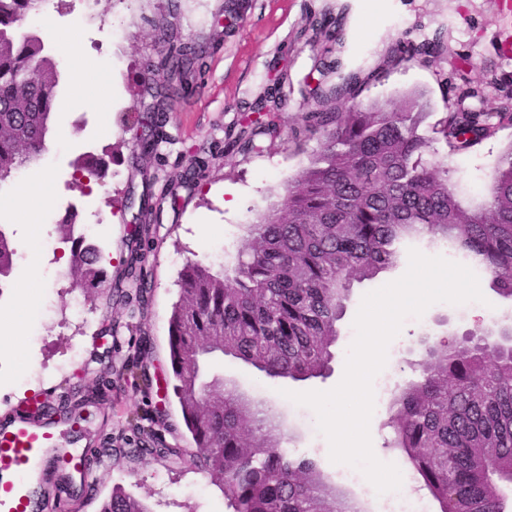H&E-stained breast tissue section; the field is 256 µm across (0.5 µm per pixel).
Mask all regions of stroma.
<instances>
[{
	"instance_id": "obj_1",
	"label": "stroma",
	"mask_w": 512,
	"mask_h": 512,
	"mask_svg": "<svg viewBox=\"0 0 512 512\" xmlns=\"http://www.w3.org/2000/svg\"><path fill=\"white\" fill-rule=\"evenodd\" d=\"M225 6L226 0H99L93 11L85 12L76 0H42L33 19L38 26L47 16L55 25L48 48L62 73V108L52 116L45 154L44 170L52 183L48 200L35 194L27 203L15 204L28 174L0 183V229L11 236L17 251L9 277L12 293L0 301V316L21 322L31 314L40 328L36 344H0V354L13 363L28 357L37 361L25 378V389L0 386V419L16 414L34 396L49 408L82 416L77 429L60 418L44 422L58 447L85 450L97 458L87 478L61 471L43 490L51 498L66 488L72 512H99L118 486L145 499L151 512H231L223 492L190 457L194 446L177 400L162 396V384L172 376L168 321L186 261L202 260L217 270L233 268L246 225L278 203L287 181L316 149L317 139L306 130L303 117L311 75L321 64L331 67L326 82H336L351 70L374 66L391 42L408 31L420 40L442 37L453 56L390 69L364 88L361 101L420 91L436 121L456 109L462 97L489 110L503 95L512 94V54L502 50L512 35V13L502 10L500 0H244L242 20L231 29L220 23ZM325 12L345 15L342 44L315 37L311 22ZM168 40L202 47L205 65L189 75L185 98L164 102L166 138L157 154L136 168L129 162L131 125L151 91L141 77V64L156 57ZM77 57L86 62L79 74L73 69ZM459 65L465 68L461 77L454 73ZM272 84L279 88L276 132L256 135L252 152L227 153L226 130ZM100 101L106 102V110L97 109ZM511 143L512 126H506L470 151L449 155L455 189L464 202L485 200L498 159ZM111 144L116 150L104 185L76 188L72 161L85 153H101ZM223 185L238 192L234 208L224 206L219 191ZM148 188L162 209L160 224L144 243L154 281L148 315H128L125 304H110V291L102 288L91 300L93 325L78 327L70 316L76 291L61 263L69 245H60L57 262L47 263L28 230L51 235L65 215L76 214L82 224L89 213H96L107 233L99 245L103 267L109 279H118L130 255L132 219L121 201ZM393 279V274L383 273L353 284L327 377L266 380L230 357L215 359L209 367L279 413L292 430L283 451L315 460L333 483L366 503L369 512H398V500L365 487L357 469L332 463L312 409L284 393L337 385L364 294ZM25 293L33 299L28 308L21 301ZM474 308L471 302L434 304L422 317H407L390 343L386 366L373 381L382 396L370 433L381 461L398 460L388 447L393 434L386 424L389 402L399 385L419 375L421 337L431 332L447 340L460 338L477 323ZM107 326L114 327V334L103 335ZM73 340L82 345L75 360L69 351ZM150 424L161 430L167 444L182 451L183 460L134 455V448L146 441L142 427Z\"/></svg>"
}]
</instances>
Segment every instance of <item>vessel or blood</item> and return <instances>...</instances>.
<instances>
[{"label":"vessel or blood","mask_w":512,"mask_h":512,"mask_svg":"<svg viewBox=\"0 0 512 512\" xmlns=\"http://www.w3.org/2000/svg\"><path fill=\"white\" fill-rule=\"evenodd\" d=\"M49 453L83 475L94 464L92 455L54 447L51 433L32 425L24 414L0 424V512H32V486L53 478L44 463Z\"/></svg>","instance_id":"obj_1"}]
</instances>
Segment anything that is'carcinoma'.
<instances>
[{"instance_id":"obj_1","label":"carcinoma","mask_w":512,"mask_h":512,"mask_svg":"<svg viewBox=\"0 0 512 512\" xmlns=\"http://www.w3.org/2000/svg\"><path fill=\"white\" fill-rule=\"evenodd\" d=\"M40 0H0V183L39 164L62 73L42 37L19 22ZM342 15L313 23L315 34L341 42ZM449 51L440 37L403 35L373 68L358 69L312 97L304 116L317 135L309 163L287 183L282 201L247 227L230 272L197 260L185 263L169 317L173 393L196 451L194 461L224 491L233 512H359L309 458L281 451L287 433L264 402L233 380L200 375V361L226 355L270 380L324 376L333 359L338 321L351 284L396 270L414 245L447 248L489 277L512 302V143L493 172L488 197L467 205L458 197L448 153L470 149L512 124V112H447L424 126L416 94L358 100L390 67L432 64ZM191 46L161 50L167 73L163 98H182L177 83L202 67ZM245 122L229 145L253 147ZM449 152L442 153L439 144ZM73 162L84 188L104 182L108 157ZM76 222L57 224L72 242L69 273L85 295L108 283L96 247L75 236ZM16 249L0 230V281ZM135 255L130 275L147 306L152 274ZM453 342H424L417 379L397 388L388 424L389 447L423 482L439 512H506L503 486L512 482V313ZM101 512H150L143 499L116 488Z\"/></svg>"}]
</instances>
